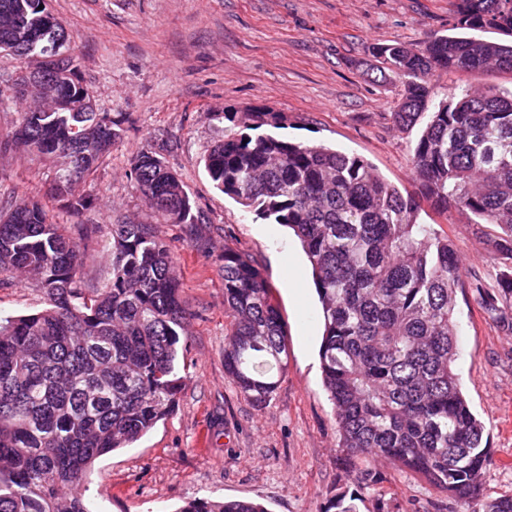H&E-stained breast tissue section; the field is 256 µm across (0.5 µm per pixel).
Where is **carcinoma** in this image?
<instances>
[{
  "mask_svg": "<svg viewBox=\"0 0 512 512\" xmlns=\"http://www.w3.org/2000/svg\"><path fill=\"white\" fill-rule=\"evenodd\" d=\"M46 0H0V50L32 59L56 78L54 112L21 113L0 152L19 150L56 172L46 197L71 215L95 198L77 191L120 138L124 119L94 111L73 78V37ZM455 29L425 43L376 48L381 71L401 79L393 122L419 126L411 168L423 200L439 213L462 209L499 228L495 248L512 262V90L462 89L431 99L437 73L512 72V0H457ZM247 132L204 158L217 189L291 229L312 268L323 313L319 349L338 447L357 481L382 483L393 464L440 493L512 512V495L484 494L485 428L462 394L456 361L459 256L451 242L417 222L416 198L367 160L323 144H294L264 126L275 112H252ZM130 176L172 224H194L183 183L157 156L137 152ZM65 235L41 200L23 197L0 211V275L28 276L44 307L0 319V512H90L83 482L102 457L139 440L171 414L184 384L180 336L189 314L177 261L150 224L112 225L111 273L102 287L80 276L87 226ZM231 329L224 371L256 405L270 403L288 363L279 306L261 271L242 253L219 257ZM491 313L512 308V274L489 290L475 285ZM354 493L325 512H359ZM178 512H265L248 499L196 498Z\"/></svg>",
  "mask_w": 512,
  "mask_h": 512,
  "instance_id": "obj_1",
  "label": "carcinoma"
}]
</instances>
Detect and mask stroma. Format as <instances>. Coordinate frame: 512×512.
Listing matches in <instances>:
<instances>
[{"instance_id":"obj_1","label":"stroma","mask_w":512,"mask_h":512,"mask_svg":"<svg viewBox=\"0 0 512 512\" xmlns=\"http://www.w3.org/2000/svg\"><path fill=\"white\" fill-rule=\"evenodd\" d=\"M455 0H49L76 41L78 76L96 111L124 116V132L81 192L96 199L81 221L95 250L83 267L89 284L110 271L112 227L153 225L178 259L181 299L191 314L180 363L185 385L176 409L135 442L101 458L84 487L90 512H176L196 497L249 499L268 512H323L327 500L360 492V512H375L337 459L334 408L322 384L323 318L311 268L287 227L256 218L215 188L204 168L210 148L241 131L231 112L283 114L276 134L363 157L391 183L416 191L410 157L415 132L392 114L399 78L381 76L374 47L448 34ZM21 67L0 52V139L32 99L11 90ZM512 88V72L442 74L434 99L451 88ZM148 149L185 185L197 218L161 224L130 178L133 156ZM49 167L19 152L0 154V211L41 196ZM418 221L448 238L463 266L456 318L463 392L485 426L489 495L512 493V326L481 305L474 283L494 286L511 268L499 259L497 228L455 208L422 207ZM247 255L268 282L288 340V367L273 400L254 406L224 372L231 317L217 256ZM24 278L0 284V318L41 308ZM382 484L392 512H468L419 478L387 467Z\"/></svg>"}]
</instances>
